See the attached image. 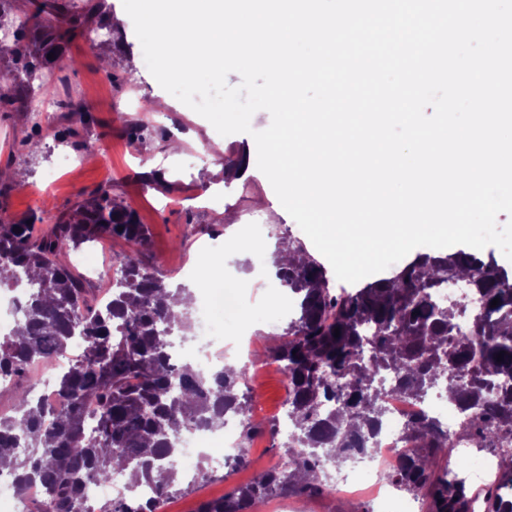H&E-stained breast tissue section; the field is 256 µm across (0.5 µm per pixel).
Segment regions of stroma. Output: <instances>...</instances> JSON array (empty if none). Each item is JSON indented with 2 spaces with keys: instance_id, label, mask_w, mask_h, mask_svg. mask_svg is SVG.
<instances>
[{
  "instance_id": "stroma-1",
  "label": "stroma",
  "mask_w": 512,
  "mask_h": 512,
  "mask_svg": "<svg viewBox=\"0 0 512 512\" xmlns=\"http://www.w3.org/2000/svg\"><path fill=\"white\" fill-rule=\"evenodd\" d=\"M106 23L112 28L108 59L98 46L77 35L63 44L60 61L44 72L47 112L41 123L29 113L0 108V219L21 221L42 214L45 226L71 213L91 193L103 189L136 212L148 230L139 258L149 270L171 285L195 288V302L208 315L226 345L236 346L246 336L269 356L294 317L288 291L276 277L265 276L272 250L282 234L312 242L295 220L277 212V196L257 161L253 131L271 123L267 111L251 118L252 133L220 135L212 124L175 97L167 95L141 60V44L122 0H106ZM73 107H65V100ZM163 110H153L157 100ZM72 130L80 148L76 169L56 179L44 172L54 157L55 141L46 140L29 150L36 128ZM247 160L249 174L225 170V161ZM261 212L267 226L262 254L234 251L237 239L248 236V217ZM225 256L228 272L239 275L234 303L214 297L207 276L208 255ZM260 410L255 419L261 431L249 444L248 462L215 468L212 478H182L180 494L169 501V512H196L205 500L223 496L230 487L249 482L273 468L282 454L269 432L274 414L286 396L279 366L268 365L260 387L252 393ZM351 479L347 490H330L317 497L287 496L288 512H407L409 494L397 492L386 508H378L372 492L357 485L362 474L357 464L340 470Z\"/></svg>"
}]
</instances>
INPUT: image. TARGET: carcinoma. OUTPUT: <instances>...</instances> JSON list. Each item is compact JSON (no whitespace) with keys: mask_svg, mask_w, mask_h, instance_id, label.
I'll list each match as a JSON object with an SVG mask.
<instances>
[{"mask_svg":"<svg viewBox=\"0 0 512 512\" xmlns=\"http://www.w3.org/2000/svg\"><path fill=\"white\" fill-rule=\"evenodd\" d=\"M14 2L0 0V27H15L16 36L14 47H0V59L7 56L13 65L14 89L0 102L26 112L33 81L59 61L48 54L58 52L77 29L102 27L94 18L105 0H86L81 9L72 0H29L33 11L12 18ZM41 222L35 214L0 221V288H28L14 334L0 339V376L14 379L9 410L0 413V473L16 476L21 487L40 484L51 512H84L89 481L130 470L136 483L153 485L157 499L120 492L98 512H157L160 501L179 492L175 462L185 429L212 428L232 412L244 438L256 432L245 373L224 366L205 374L172 363L171 336L190 329L191 315L176 317L166 299H177L186 288L172 290L164 277L143 267L138 246L146 231L134 211L98 191L37 235ZM105 234L132 249L118 259L121 276L99 299L62 253ZM278 251L298 256L278 260L276 271L298 299V316L273 351L288 374L293 435L280 445L286 467L259 473L198 512H248L274 493H322L328 467L373 451L385 416L379 384L385 372L412 400L444 386L466 420L471 447L491 448L498 439L512 438V276L493 257L463 250L423 255L392 278L338 293L300 242L282 236ZM450 276L470 282L483 301L478 312H469L464 302L434 300ZM466 313L464 335L458 321ZM76 336L84 339L85 350L58 374L56 390L66 406L54 408L19 378L32 365L63 354ZM407 433L418 451L389 482L416 498L429 497L428 512H473L458 473L434 470L437 457L448 453V430L420 417L408 423ZM499 466L498 483L483 490L486 512H512V499L499 492L512 486L511 451L501 452Z\"/></svg>","mask_w":512,"mask_h":512,"instance_id":"carcinoma-1","label":"carcinoma"}]
</instances>
